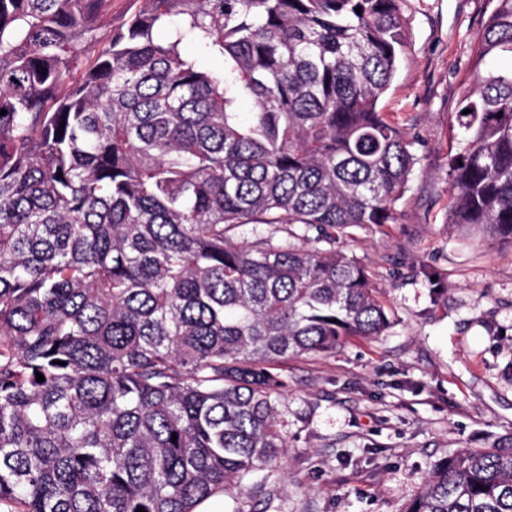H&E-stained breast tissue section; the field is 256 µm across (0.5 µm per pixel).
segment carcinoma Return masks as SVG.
<instances>
[{
  "label": "carcinoma",
  "mask_w": 512,
  "mask_h": 512,
  "mask_svg": "<svg viewBox=\"0 0 512 512\" xmlns=\"http://www.w3.org/2000/svg\"><path fill=\"white\" fill-rule=\"evenodd\" d=\"M401 2L135 0L109 30L112 0H0L3 512H197L285 455L274 365L387 328L335 233L394 222L415 166L377 108ZM493 2L448 176L453 223L512 243ZM404 512H512V443L434 465Z\"/></svg>",
  "instance_id": "obj_1"
}]
</instances>
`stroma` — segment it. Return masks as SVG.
Segmentation results:
<instances>
[{"label": "stroma", "mask_w": 512, "mask_h": 512, "mask_svg": "<svg viewBox=\"0 0 512 512\" xmlns=\"http://www.w3.org/2000/svg\"><path fill=\"white\" fill-rule=\"evenodd\" d=\"M490 0H402L406 47L378 109L417 163L391 224L337 229L390 324L289 359L288 448L216 512H404L432 465L512 441V244L452 223V124Z\"/></svg>", "instance_id": "stroma-1"}]
</instances>
